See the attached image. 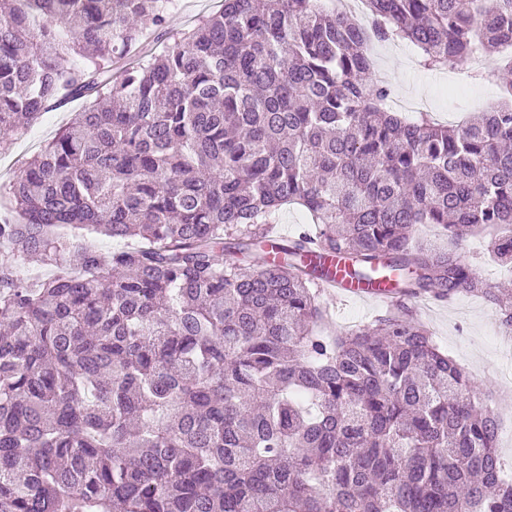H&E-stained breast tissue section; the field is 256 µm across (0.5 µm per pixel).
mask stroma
I'll return each instance as SVG.
<instances>
[{"instance_id": "1", "label": "stroma", "mask_w": 512, "mask_h": 512, "mask_svg": "<svg viewBox=\"0 0 512 512\" xmlns=\"http://www.w3.org/2000/svg\"><path fill=\"white\" fill-rule=\"evenodd\" d=\"M376 52L393 96L424 102L441 123L452 124L466 114L490 110L502 97L500 78L493 76L475 85L455 73L424 70L409 44L380 43ZM84 105L81 99L67 101L17 134L10 149L0 155L1 201L8 199L22 163L36 156ZM461 249L488 287L512 290V271L489 258L490 236L466 237ZM330 309L327 329L331 332L369 324L385 312L384 307L361 301L337 302ZM413 315L430 328L440 349L466 369L485 404L498 416L499 452L512 469V330L502 326L490 303L467 294L444 303L432 300L425 306L414 305Z\"/></svg>"}]
</instances>
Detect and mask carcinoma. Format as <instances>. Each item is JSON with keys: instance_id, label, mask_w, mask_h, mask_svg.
<instances>
[{"instance_id": "1", "label": "carcinoma", "mask_w": 512, "mask_h": 512, "mask_svg": "<svg viewBox=\"0 0 512 512\" xmlns=\"http://www.w3.org/2000/svg\"><path fill=\"white\" fill-rule=\"evenodd\" d=\"M365 2L428 69L512 47V0ZM168 10L0 0V151L89 101L0 203V244L55 269L0 267V512H512L498 419L407 306L471 294L512 327L459 248L487 231L512 265V84L461 124L408 119L319 0H223L118 67ZM291 207L314 231L274 245ZM313 250L396 272L394 308L325 333Z\"/></svg>"}]
</instances>
